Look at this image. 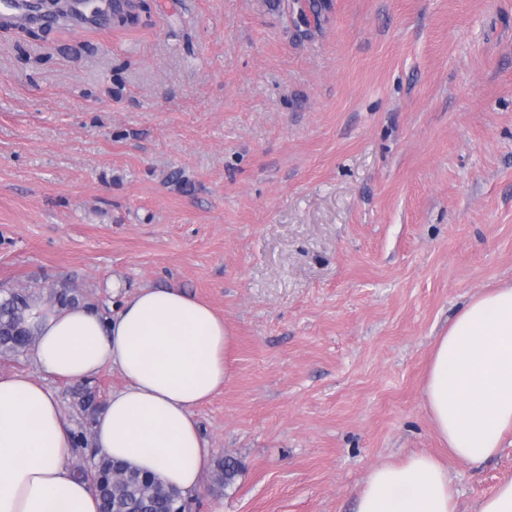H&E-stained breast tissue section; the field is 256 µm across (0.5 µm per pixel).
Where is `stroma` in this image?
<instances>
[{
	"label": "stroma",
	"mask_w": 512,
	"mask_h": 512,
	"mask_svg": "<svg viewBox=\"0 0 512 512\" xmlns=\"http://www.w3.org/2000/svg\"><path fill=\"white\" fill-rule=\"evenodd\" d=\"M146 0L137 24L28 34L0 12V289L175 285L235 336L196 411L189 512H355L370 470L444 460L463 512L512 446L450 457L423 405L433 342L512 282V0ZM89 457L122 383L44 377Z\"/></svg>",
	"instance_id": "stroma-1"
}]
</instances>
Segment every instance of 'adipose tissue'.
<instances>
[{
    "mask_svg": "<svg viewBox=\"0 0 512 512\" xmlns=\"http://www.w3.org/2000/svg\"><path fill=\"white\" fill-rule=\"evenodd\" d=\"M39 374H0V512H100L64 460L74 445L44 376L123 375L98 414L93 444L183 494L201 490L211 449L195 411L233 376L235 338L206 304L176 287H139L105 315L94 306L33 308ZM423 402L460 461L498 455L512 433V282L474 293L437 336ZM355 512H458L447 468L415 453L374 467Z\"/></svg>",
    "mask_w": 512,
    "mask_h": 512,
    "instance_id": "adipose-tissue-1",
    "label": "adipose tissue"
}]
</instances>
